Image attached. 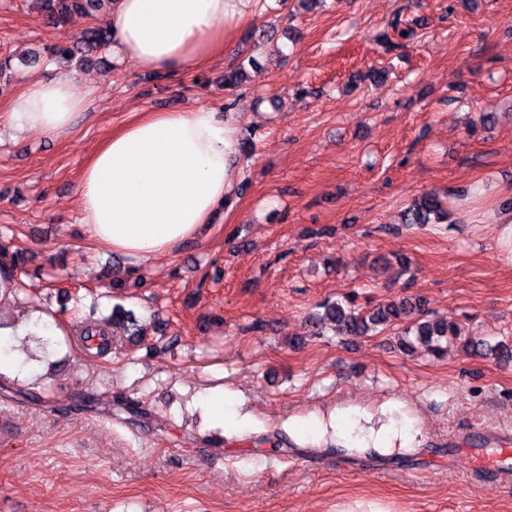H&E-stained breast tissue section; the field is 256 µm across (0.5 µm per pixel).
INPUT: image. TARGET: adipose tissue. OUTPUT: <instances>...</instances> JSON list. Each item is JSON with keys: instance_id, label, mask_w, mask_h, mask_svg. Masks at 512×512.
<instances>
[{"instance_id": "1", "label": "adipose tissue", "mask_w": 512, "mask_h": 512, "mask_svg": "<svg viewBox=\"0 0 512 512\" xmlns=\"http://www.w3.org/2000/svg\"><path fill=\"white\" fill-rule=\"evenodd\" d=\"M260 0H115L108 24L113 53L155 73L206 66L223 55L242 27L261 16ZM70 76L27 81L4 118L19 131L69 134L82 110ZM239 127L233 113L205 107L147 112L104 140L76 192L81 222L97 246L146 259L199 235L237 198ZM336 445L365 453L421 433L404 402L369 412L337 403Z\"/></svg>"}]
</instances>
